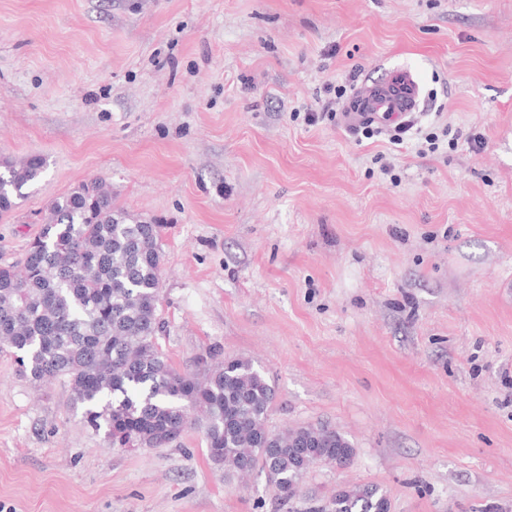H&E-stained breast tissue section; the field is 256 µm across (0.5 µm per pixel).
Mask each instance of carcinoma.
Segmentation results:
<instances>
[{
	"mask_svg": "<svg viewBox=\"0 0 512 512\" xmlns=\"http://www.w3.org/2000/svg\"><path fill=\"white\" fill-rule=\"evenodd\" d=\"M47 159L0 161V214L18 207ZM161 226L114 208L102 180L54 199L20 265H0V344L35 382L68 379L72 405L115 441L162 448L199 410L207 443L227 474L265 468L280 497L300 492L313 456L338 467L354 455L337 431L267 425L275 392L249 359L229 357L203 376L182 374L160 348ZM311 512H390L376 485L343 487Z\"/></svg>",
	"mask_w": 512,
	"mask_h": 512,
	"instance_id": "cac0c4a2",
	"label": "carcinoma"
}]
</instances>
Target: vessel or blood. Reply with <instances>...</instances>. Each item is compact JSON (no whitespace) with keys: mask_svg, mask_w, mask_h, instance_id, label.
<instances>
[{"mask_svg":"<svg viewBox=\"0 0 512 512\" xmlns=\"http://www.w3.org/2000/svg\"><path fill=\"white\" fill-rule=\"evenodd\" d=\"M419 100L420 89L414 76L399 71L385 84L357 88L346 118L352 125L368 119L377 122L400 119L416 111Z\"/></svg>","mask_w":512,"mask_h":512,"instance_id":"b4317fda","label":"vessel or blood"}]
</instances>
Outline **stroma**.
<instances>
[{
	"label": "stroma",
	"instance_id": "stroma-1",
	"mask_svg": "<svg viewBox=\"0 0 512 512\" xmlns=\"http://www.w3.org/2000/svg\"><path fill=\"white\" fill-rule=\"evenodd\" d=\"M400 70L413 122L457 146L354 134L348 94L306 122L327 85ZM31 155L48 167L0 216V265L105 179L161 227L172 367L251 359L272 430L328 427L355 454L284 501L196 425L112 446L66 378L34 386L3 349L7 512H308L348 485L390 512H512V0H0V158Z\"/></svg>",
	"mask_w": 512,
	"mask_h": 512
}]
</instances>
